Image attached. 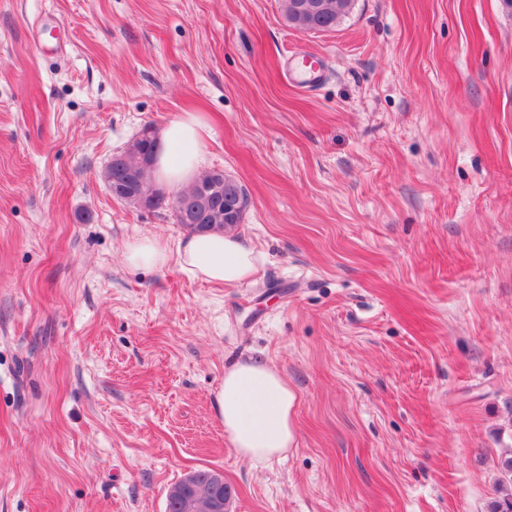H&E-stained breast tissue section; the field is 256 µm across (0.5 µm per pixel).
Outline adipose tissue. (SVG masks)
I'll list each match as a JSON object with an SVG mask.
<instances>
[{"mask_svg":"<svg viewBox=\"0 0 512 512\" xmlns=\"http://www.w3.org/2000/svg\"><path fill=\"white\" fill-rule=\"evenodd\" d=\"M203 133V123L190 112L169 122L156 177L173 188L189 184L200 169ZM124 259L133 267H163L174 261L192 278L227 287L247 283L256 274L253 250L230 234H194L173 251L160 238L141 235L127 242ZM296 401L284 377L258 359L225 369L216 407L237 454L267 465L296 445Z\"/></svg>","mask_w":512,"mask_h":512,"instance_id":"1","label":"adipose tissue"}]
</instances>
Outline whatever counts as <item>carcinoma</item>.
I'll return each instance as SVG.
<instances>
[{
    "label": "carcinoma",
    "mask_w": 512,
    "mask_h": 512,
    "mask_svg": "<svg viewBox=\"0 0 512 512\" xmlns=\"http://www.w3.org/2000/svg\"><path fill=\"white\" fill-rule=\"evenodd\" d=\"M288 27L300 32L320 29L332 31L348 16L355 0H283ZM148 153H158V146L146 136L136 138L126 150L112 156L105 170L115 190L113 198L136 209L140 208L137 194L151 195V211L169 209L165 192L157 189L152 179L153 168L144 167L141 160ZM138 176L137 185L127 184L129 173ZM179 209L176 223L193 233L218 231L230 233L243 222L248 199L244 188L222 171H209L196 177L183 190L175 194Z\"/></svg>",
    "instance_id": "cac0c4a2"
}]
</instances>
